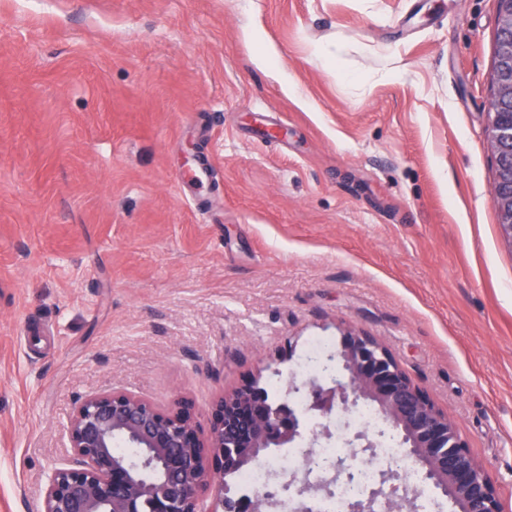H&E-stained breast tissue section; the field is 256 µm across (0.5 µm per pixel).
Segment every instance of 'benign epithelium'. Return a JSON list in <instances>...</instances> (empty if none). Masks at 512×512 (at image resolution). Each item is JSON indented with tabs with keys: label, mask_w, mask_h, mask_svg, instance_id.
<instances>
[{
	"label": "benign epithelium",
	"mask_w": 512,
	"mask_h": 512,
	"mask_svg": "<svg viewBox=\"0 0 512 512\" xmlns=\"http://www.w3.org/2000/svg\"><path fill=\"white\" fill-rule=\"evenodd\" d=\"M497 4L498 62L488 100L487 147L494 161L491 200L501 235L512 245V0ZM328 360L342 365L344 378H291L287 384L286 394L304 393L305 412L322 419L310 430L291 400L270 407L256 376L215 401L206 428L187 400L161 408L114 388L85 396L64 426L69 459L48 473L37 512H224V471L247 462L239 454L240 434L249 435L255 460L270 448H313L335 437L333 415L365 403L377 407L385 427L351 434L348 447L372 453L398 436L407 460L457 512H503L487 465L380 340L341 327ZM354 478L340 458L324 467L317 483L304 472L283 490L298 501L299 512H314L316 494ZM401 479L397 469L381 473L378 488L353 500L350 512H419L417 490L398 494ZM210 489L214 495L205 507L202 494ZM277 506L270 496H256L233 502L232 512H272Z\"/></svg>",
	"instance_id": "benign-epithelium-1"
}]
</instances>
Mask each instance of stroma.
I'll list each match as a JSON object with an SVG mask.
<instances>
[{"instance_id":"obj_1","label":"stroma","mask_w":512,"mask_h":512,"mask_svg":"<svg viewBox=\"0 0 512 512\" xmlns=\"http://www.w3.org/2000/svg\"><path fill=\"white\" fill-rule=\"evenodd\" d=\"M496 34L497 0H0V512H35L86 395L204 422L341 326L448 412L512 512Z\"/></svg>"}]
</instances>
